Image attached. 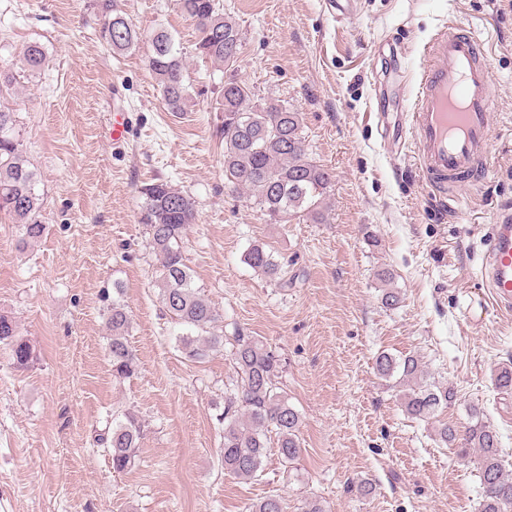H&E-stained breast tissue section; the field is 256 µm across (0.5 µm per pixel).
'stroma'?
Segmentation results:
<instances>
[{
  "label": "stroma",
  "instance_id": "stroma-1",
  "mask_svg": "<svg viewBox=\"0 0 512 512\" xmlns=\"http://www.w3.org/2000/svg\"><path fill=\"white\" fill-rule=\"evenodd\" d=\"M242 32L237 61L201 58L174 0H118L143 33L165 28L188 64L191 101L173 115L140 44L112 54L99 33L96 0H0V68L16 81L0 104L16 112L37 175L47 226L17 247L0 213V312L13 316L38 352L13 367L0 349V512H248L279 494L286 512L315 498L325 512H477L473 458L439 447L438 423L483 410L512 473V393L493 387L512 366V310L492 306L481 266L499 213L512 207V0H347L344 20L324 0H220ZM490 36L498 89L488 169L441 208L411 149L385 143L377 125L395 88L390 47L417 71L424 45L445 22ZM36 42L44 66L18 62ZM255 99L301 112L310 157L333 174L325 223H268L224 179L216 107L227 77ZM125 114L122 144L109 137ZM167 181L197 208L184 243L194 285L220 314L224 346L190 361L183 326L165 315L153 285L156 261L138 222L143 186ZM262 242L287 260L288 288L243 261ZM388 267L401 294L381 303L376 271ZM132 315L138 372L112 376L106 316L113 300ZM280 356V387L301 415L302 454H277L258 479L225 476L217 420L233 373L235 331ZM420 355L457 399L435 419L408 418L375 358ZM144 425L135 467L113 472L95 442L114 415ZM372 483L366 496L360 480Z\"/></svg>",
  "mask_w": 512,
  "mask_h": 512
}]
</instances>
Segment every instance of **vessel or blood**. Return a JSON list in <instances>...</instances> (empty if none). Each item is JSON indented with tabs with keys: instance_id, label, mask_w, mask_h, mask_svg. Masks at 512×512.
Masks as SVG:
<instances>
[{
	"instance_id": "1",
	"label": "vessel or blood",
	"mask_w": 512,
	"mask_h": 512,
	"mask_svg": "<svg viewBox=\"0 0 512 512\" xmlns=\"http://www.w3.org/2000/svg\"><path fill=\"white\" fill-rule=\"evenodd\" d=\"M496 89L483 40L448 24L422 55L418 91L406 115L420 170L443 200L461 184L478 182L491 146ZM482 276L496 304L512 309V212L500 215Z\"/></svg>"
}]
</instances>
